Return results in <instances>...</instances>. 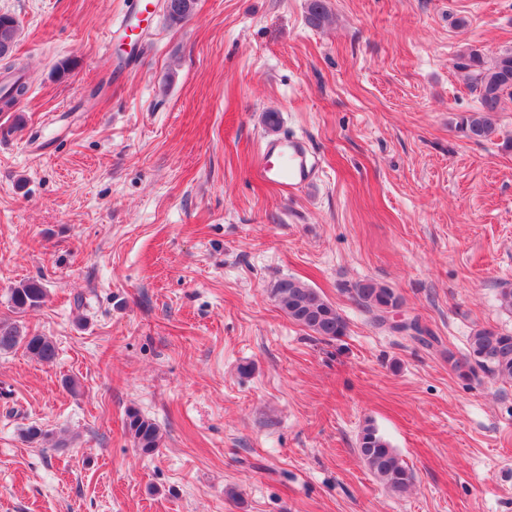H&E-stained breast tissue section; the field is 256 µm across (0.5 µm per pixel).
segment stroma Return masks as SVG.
Returning <instances> with one entry per match:
<instances>
[{
  "label": "stroma",
  "mask_w": 512,
  "mask_h": 512,
  "mask_svg": "<svg viewBox=\"0 0 512 512\" xmlns=\"http://www.w3.org/2000/svg\"><path fill=\"white\" fill-rule=\"evenodd\" d=\"M125 3L0 0L30 86L0 112V321L57 348L0 353V512H512V382L445 358L512 332V102L469 142L455 67L512 49V0H324L319 28L309 0H196L180 24L155 10L116 81ZM284 134L319 161L291 195L253 175ZM288 276L345 336L284 315ZM367 279L437 344L377 324L353 297ZM28 280L47 296L15 313ZM369 422L406 493L359 457ZM271 296L289 320L322 340H338L348 325L338 309L317 289L294 277L277 280ZM127 430L133 446L143 455H153L159 451L162 436L158 426L136 410L127 414ZM357 451L371 474L389 492L402 494L413 484L412 470L374 426L362 429Z\"/></svg>",
  "instance_id": "obj_1"
}]
</instances>
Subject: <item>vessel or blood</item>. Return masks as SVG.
<instances>
[{
	"instance_id": "vessel-or-blood-1",
	"label": "vessel or blood",
	"mask_w": 512,
	"mask_h": 512,
	"mask_svg": "<svg viewBox=\"0 0 512 512\" xmlns=\"http://www.w3.org/2000/svg\"><path fill=\"white\" fill-rule=\"evenodd\" d=\"M151 7L150 0H128L124 13L115 24L117 32L134 36L135 19L150 11ZM255 174L274 183L284 193L291 194L312 181L315 162L303 139L274 140L262 145Z\"/></svg>"
}]
</instances>
